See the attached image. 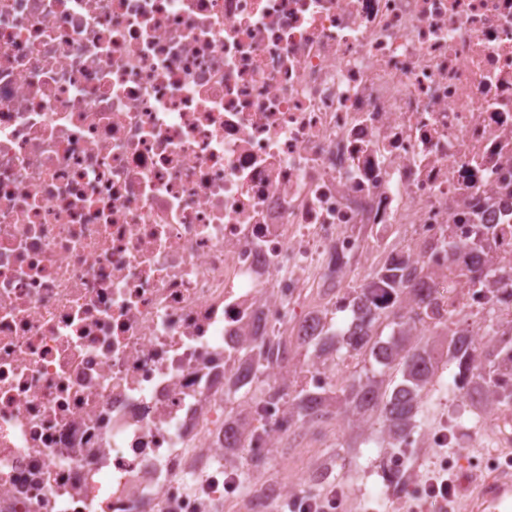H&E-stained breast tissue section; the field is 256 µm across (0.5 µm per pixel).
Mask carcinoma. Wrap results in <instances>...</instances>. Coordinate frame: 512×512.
<instances>
[{
  "mask_svg": "<svg viewBox=\"0 0 512 512\" xmlns=\"http://www.w3.org/2000/svg\"><path fill=\"white\" fill-rule=\"evenodd\" d=\"M389 288L395 291L397 304L381 314L364 302L365 286L354 283L349 302L335 307L325 335L313 343L318 358L336 362L358 350L361 364L372 360L380 370L363 371L332 395L302 390L286 394L292 411L312 424L359 417L365 425V442L377 448L391 447L390 439L422 425L421 395L439 365L433 356L434 337L413 334L418 317L415 308L427 303L421 289L402 281ZM479 346L484 366L473 372L467 337L448 336V365L457 369L461 404L477 411L494 398H512V342L490 326Z\"/></svg>",
  "mask_w": 512,
  "mask_h": 512,
  "instance_id": "1",
  "label": "carcinoma"
}]
</instances>
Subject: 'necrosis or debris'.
<instances>
[{
    "label": "necrosis or debris",
    "instance_id": "4bbe7bcc",
    "mask_svg": "<svg viewBox=\"0 0 512 512\" xmlns=\"http://www.w3.org/2000/svg\"><path fill=\"white\" fill-rule=\"evenodd\" d=\"M377 254L417 333L512 326V0H0V512H222L288 438L346 446L280 395L355 357L251 360L351 281L390 309Z\"/></svg>",
    "mask_w": 512,
    "mask_h": 512
}]
</instances>
